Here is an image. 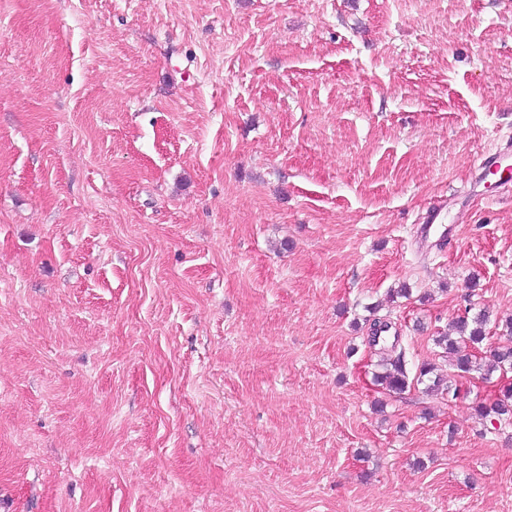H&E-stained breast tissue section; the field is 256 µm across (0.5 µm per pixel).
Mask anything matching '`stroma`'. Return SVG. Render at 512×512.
<instances>
[{
	"label": "stroma",
	"mask_w": 512,
	"mask_h": 512,
	"mask_svg": "<svg viewBox=\"0 0 512 512\" xmlns=\"http://www.w3.org/2000/svg\"><path fill=\"white\" fill-rule=\"evenodd\" d=\"M495 151L512 0H0V512H512L478 374L369 342L507 343ZM390 364L391 368L387 372L383 373V375L376 376V382L382 386L388 392L389 395H401L404 393L407 388H409L416 379V382L420 384L423 383L424 378L428 377V381L430 382L426 387L425 391L429 393L441 391H448V394L451 391L449 388L447 381L442 378L440 375H435L432 378L430 375H433L435 370L434 365L431 363H424L420 366L416 367V373L411 383L409 382V373L410 371L407 368V361L405 359V354L403 351L396 355L394 359H392Z\"/></svg>",
	"instance_id": "stroma-1"
}]
</instances>
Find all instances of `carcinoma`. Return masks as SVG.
<instances>
[{
	"instance_id": "obj_1",
	"label": "carcinoma",
	"mask_w": 512,
	"mask_h": 512,
	"mask_svg": "<svg viewBox=\"0 0 512 512\" xmlns=\"http://www.w3.org/2000/svg\"><path fill=\"white\" fill-rule=\"evenodd\" d=\"M489 321L490 315L485 310L472 317L466 314L456 319L455 335L445 334L438 337L437 344L444 347L450 365L459 376L477 372L482 379L490 380L497 373L504 375L512 370V346H497L489 350V355L484 358L476 356V351L487 339L486 327ZM433 372L434 365L424 363L416 367L414 379L418 383L429 381L425 387V391L429 393L451 391L447 381L440 375H433ZM376 382L384 386L390 395H400L411 386L404 352H399L392 359L390 370L376 376ZM474 410L490 423L512 421V386L506 384L495 397L476 402Z\"/></svg>"
}]
</instances>
